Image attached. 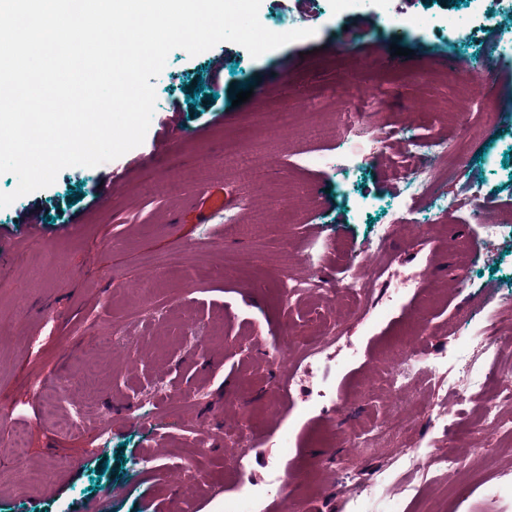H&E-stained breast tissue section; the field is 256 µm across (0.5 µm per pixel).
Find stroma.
Listing matches in <instances>:
<instances>
[{
  "label": "stroma",
  "mask_w": 512,
  "mask_h": 512,
  "mask_svg": "<svg viewBox=\"0 0 512 512\" xmlns=\"http://www.w3.org/2000/svg\"><path fill=\"white\" fill-rule=\"evenodd\" d=\"M395 5L419 26L319 0L315 36L259 58L231 42L195 56L171 51L153 80L141 145L95 168H65L51 186L0 209V251L20 256L0 277V442L17 432L26 441L19 457L0 460V512H174V478L188 461L203 478L196 512H220L241 489L265 488L282 473L292 493L261 500L259 512H381L357 497L362 486L396 479L403 444L427 448L433 462L420 477L426 499L402 512H512V403L500 410V428L486 431L479 392L455 389L452 372L425 376L407 426L381 439L369 431L389 417L388 362L398 345L450 356L459 326L489 297L497 326L489 347L512 337V226L491 241L475 218L484 199L512 205V112L485 125L453 84L416 69L424 59L453 60L460 82L493 67L498 99L512 101V0ZM394 43L405 55H392ZM245 82L252 97L232 106ZM357 88L378 100L377 121L396 132L378 163L361 160L362 138L336 141ZM444 100L468 126L439 125ZM272 108L293 111L291 124L267 125ZM411 112L422 131L463 143L430 205L412 203L411 180L389 175ZM230 136L242 143L240 158L225 156ZM116 169L128 175L102 197L99 185ZM209 187L230 195L249 236L196 223ZM306 195L313 206L275 220L284 200ZM452 203L464 219L449 215ZM402 208L408 219L393 228L388 251L401 271L426 269L419 287L397 299L394 282H382L369 303L280 287V272L304 277L301 257L314 246L323 272L338 274ZM153 277V293L139 295ZM335 325L339 344L313 367L314 383L336 396L334 415L310 408L309 386L289 384L287 366L269 360L277 338L310 341ZM51 402L60 412L83 409V422L59 429ZM455 403L461 422L434 426L432 414ZM204 420L248 428L254 443L243 452L201 446L187 425ZM328 456L334 469L320 464ZM448 456L459 461L455 471L439 465Z\"/></svg>",
  "instance_id": "1"
}]
</instances>
